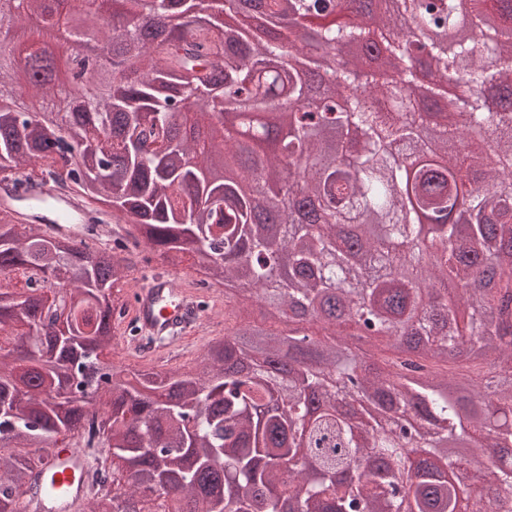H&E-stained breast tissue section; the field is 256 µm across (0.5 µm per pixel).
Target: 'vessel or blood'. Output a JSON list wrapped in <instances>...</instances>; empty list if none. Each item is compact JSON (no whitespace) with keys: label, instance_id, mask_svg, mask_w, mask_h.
Wrapping results in <instances>:
<instances>
[{"label":"vessel or blood","instance_id":"vessel-or-blood-1","mask_svg":"<svg viewBox=\"0 0 512 512\" xmlns=\"http://www.w3.org/2000/svg\"><path fill=\"white\" fill-rule=\"evenodd\" d=\"M0 206L12 209L20 223L38 225L50 236H69L79 244L87 242L91 225L105 221L80 199L59 193L49 181L17 175L0 177ZM198 299V291L173 273L153 274L135 289L130 318L140 335L157 340L151 350L155 362L171 356L204 324ZM93 467L91 455L74 448L71 436H64L45 458L41 467L45 478L30 503L37 512H80L96 491L89 480Z\"/></svg>","mask_w":512,"mask_h":512}]
</instances>
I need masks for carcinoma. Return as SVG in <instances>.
<instances>
[{
    "mask_svg": "<svg viewBox=\"0 0 512 512\" xmlns=\"http://www.w3.org/2000/svg\"><path fill=\"white\" fill-rule=\"evenodd\" d=\"M45 0L0 16V88L14 81V36ZM153 25L113 16L103 35L116 68L95 95L59 105L54 60L30 55L33 99L47 115L0 109V173L58 181L100 214L132 225L177 268L192 252L224 280L237 325L207 345L195 372L151 367L129 377L104 365L114 304L96 302L136 265L134 253L81 249L43 236L0 207V271H28L27 311L0 301V448H47L92 425L130 475L89 512H512V75L487 68L472 42L406 45L407 82L342 71L331 86L311 56L352 44L392 46L418 19L455 27L451 0H389L394 27L366 0H339L331 19L312 0H254L257 32L216 22L242 0H140ZM472 35L512 54V0H468ZM493 13L499 23L486 24ZM422 64L446 120L427 124L409 93ZM485 95L447 94L448 73ZM335 114L317 129L298 116ZM266 114L291 137L250 150L224 124V105ZM237 174L208 179L201 140ZM491 133L497 161L480 183L479 154L448 155L465 134ZM299 160L297 176L282 155ZM475 221L461 233L453 205ZM436 216L424 234L415 211ZM61 271L64 283L51 280ZM256 303L263 322L241 318ZM69 306L58 342L51 309ZM37 327V334L31 328ZM463 361L468 369L448 365ZM43 456L0 457V512H26Z\"/></svg>",
    "mask_w": 512,
    "mask_h": 512,
    "instance_id": "obj_1",
    "label": "carcinoma"
}]
</instances>
